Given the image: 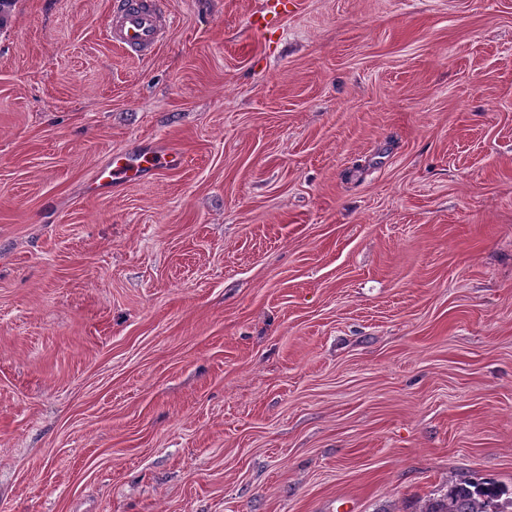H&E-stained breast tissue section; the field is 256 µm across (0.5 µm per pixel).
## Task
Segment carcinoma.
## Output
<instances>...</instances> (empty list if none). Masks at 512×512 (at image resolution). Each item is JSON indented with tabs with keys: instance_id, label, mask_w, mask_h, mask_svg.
Instances as JSON below:
<instances>
[{
	"instance_id": "obj_1",
	"label": "carcinoma",
	"mask_w": 512,
	"mask_h": 512,
	"mask_svg": "<svg viewBox=\"0 0 512 512\" xmlns=\"http://www.w3.org/2000/svg\"><path fill=\"white\" fill-rule=\"evenodd\" d=\"M511 509L512 490L490 478H482L448 486L441 498L430 501L421 512H509Z\"/></svg>"
}]
</instances>
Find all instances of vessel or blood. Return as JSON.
<instances>
[{
  "label": "vessel or blood",
  "instance_id": "obj_1",
  "mask_svg": "<svg viewBox=\"0 0 512 512\" xmlns=\"http://www.w3.org/2000/svg\"><path fill=\"white\" fill-rule=\"evenodd\" d=\"M172 27L162 15L161 0H114L112 42L140 56L152 54L170 35ZM185 154L177 147H163L137 155H112L99 169V185L111 190L113 184L145 177L154 170H178Z\"/></svg>",
  "mask_w": 512,
  "mask_h": 512
}]
</instances>
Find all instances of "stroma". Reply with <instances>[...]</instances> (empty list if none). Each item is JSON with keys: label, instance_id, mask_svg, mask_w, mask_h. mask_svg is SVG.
<instances>
[{"label": "stroma", "instance_id": "35a3bbf8", "mask_svg": "<svg viewBox=\"0 0 512 512\" xmlns=\"http://www.w3.org/2000/svg\"><path fill=\"white\" fill-rule=\"evenodd\" d=\"M112 2L0 22V512L512 488V0ZM112 9L110 39L137 55L152 54L173 30L163 18L160 0H115ZM185 164V154L177 147H162L137 155L114 154L99 168V187L109 193L113 183L144 178L153 170H178Z\"/></svg>", "mask_w": 512, "mask_h": 512}]
</instances>
